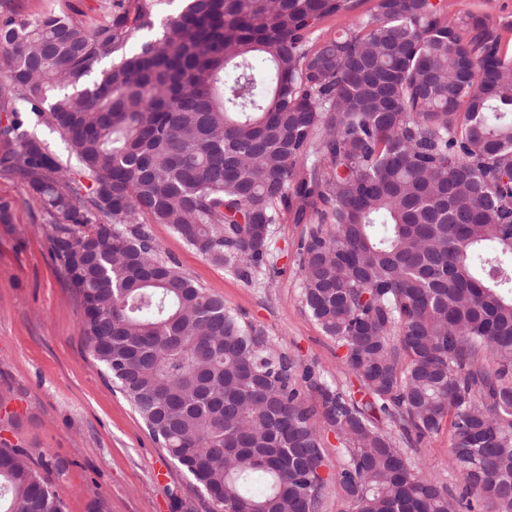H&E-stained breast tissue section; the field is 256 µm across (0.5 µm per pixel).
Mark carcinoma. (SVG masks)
<instances>
[{
    "mask_svg": "<svg viewBox=\"0 0 512 512\" xmlns=\"http://www.w3.org/2000/svg\"><path fill=\"white\" fill-rule=\"evenodd\" d=\"M172 2L0 12V171L40 206L94 360L210 512H317L327 433L352 512H512V52L432 0L317 40L354 0ZM287 211L354 385L276 351L149 228L251 283ZM445 423L459 494L408 457ZM0 512H66L2 441Z\"/></svg>",
    "mask_w": 512,
    "mask_h": 512,
    "instance_id": "obj_1",
    "label": "carcinoma"
}]
</instances>
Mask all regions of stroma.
<instances>
[{
	"label": "stroma",
	"mask_w": 512,
	"mask_h": 512,
	"mask_svg": "<svg viewBox=\"0 0 512 512\" xmlns=\"http://www.w3.org/2000/svg\"><path fill=\"white\" fill-rule=\"evenodd\" d=\"M110 0H0V11L27 17L65 12L90 23ZM449 16L481 13L502 45L512 47V0H444ZM0 442L50 462L49 477L66 512H88L98 495L110 512H208L187 473L154 441L125 395L96 363L82 331L80 296L50 256L37 205L16 178L0 175ZM306 227L292 217L271 227L269 272L241 281L187 246L165 224L154 237L196 284L219 293L225 306L260 325L280 351L304 367L345 384L336 342L301 302L296 252ZM450 429L423 441L424 469L455 492L460 473L449 460Z\"/></svg>",
	"instance_id": "1"
}]
</instances>
